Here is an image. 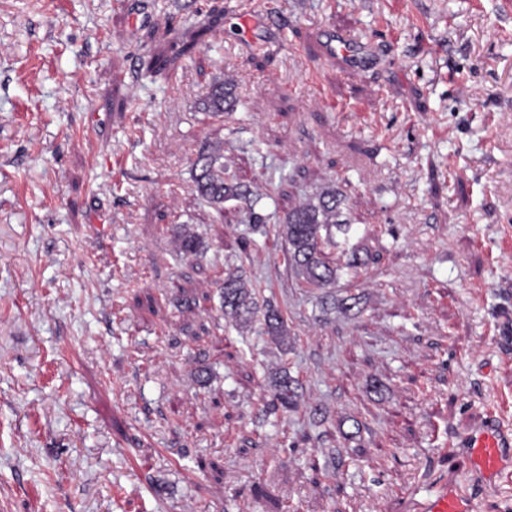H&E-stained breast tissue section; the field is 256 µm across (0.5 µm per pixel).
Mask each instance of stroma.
Wrapping results in <instances>:
<instances>
[{
  "mask_svg": "<svg viewBox=\"0 0 512 512\" xmlns=\"http://www.w3.org/2000/svg\"><path fill=\"white\" fill-rule=\"evenodd\" d=\"M187 28L202 43L149 74ZM340 31L373 46L362 69L317 64ZM218 142L281 183L263 213L343 192L378 260L331 293L360 313L195 199ZM229 267L269 281L285 342L222 317ZM285 367L300 407L264 415ZM491 421L512 433V0H0V512H415L443 480L512 512V477L464 446ZM235 103L234 88L232 84L215 82L206 92L202 100V110L214 116H221L232 109ZM174 237L178 250L184 258L197 256L204 248V243L200 238L188 230L185 225L176 227Z\"/></svg>",
  "mask_w": 512,
  "mask_h": 512,
  "instance_id": "35a3bbf8",
  "label": "stroma"
}]
</instances>
